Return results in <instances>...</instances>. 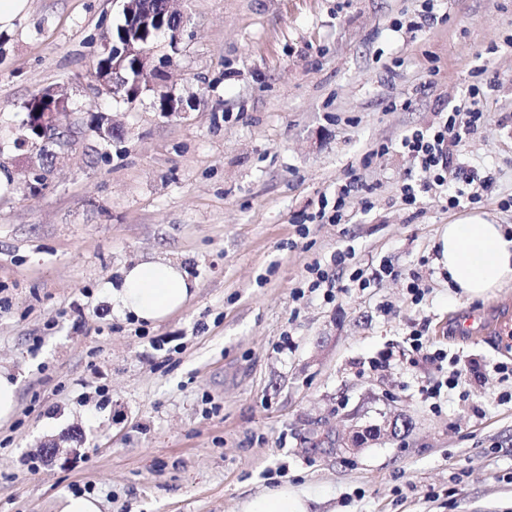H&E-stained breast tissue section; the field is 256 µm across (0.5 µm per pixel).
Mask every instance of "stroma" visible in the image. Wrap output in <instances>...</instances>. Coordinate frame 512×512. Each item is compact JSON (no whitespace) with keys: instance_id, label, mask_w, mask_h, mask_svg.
<instances>
[{"instance_id":"obj_1","label":"stroma","mask_w":512,"mask_h":512,"mask_svg":"<svg viewBox=\"0 0 512 512\" xmlns=\"http://www.w3.org/2000/svg\"><path fill=\"white\" fill-rule=\"evenodd\" d=\"M173 7L180 38L155 44L169 63L133 102L93 71L121 0H29L0 30V369L20 380L0 512H56L65 494L102 512H242L287 484L309 512H512V378L493 369L512 344L466 326L512 324V284L470 301L434 264L442 225H512V0ZM479 68L486 118L457 158L491 189L451 210L434 185L405 205L421 174L401 137L467 104ZM44 88L68 97L74 137L37 186L16 140ZM93 109L120 136L101 142ZM354 176L367 189L347 222L310 221ZM150 258L181 263L194 298L157 324L116 316L103 286ZM382 262L379 283L351 282ZM316 264L333 298L312 289ZM419 328L479 367L468 395H422L446 375L409 360ZM385 417L397 435L369 447L310 444Z\"/></svg>"}]
</instances>
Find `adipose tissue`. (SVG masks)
I'll return each mask as SVG.
<instances>
[{"mask_svg": "<svg viewBox=\"0 0 512 512\" xmlns=\"http://www.w3.org/2000/svg\"><path fill=\"white\" fill-rule=\"evenodd\" d=\"M435 263L469 300L512 283V229L475 215L444 225L436 239ZM112 310L157 323L182 309L196 284L181 265L156 259L126 268L119 285H107Z\"/></svg>", "mask_w": 512, "mask_h": 512, "instance_id": "adipose-tissue-1", "label": "adipose tissue"}]
</instances>
